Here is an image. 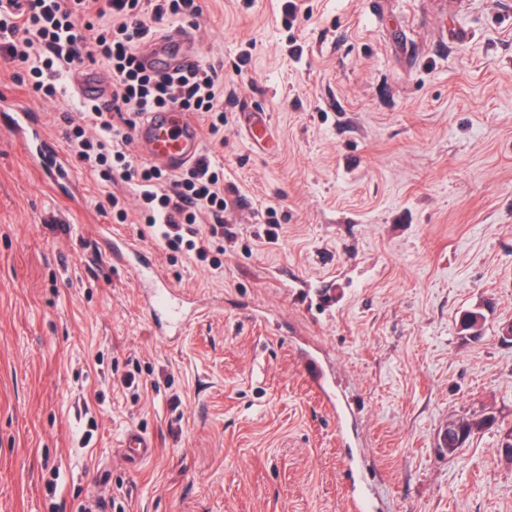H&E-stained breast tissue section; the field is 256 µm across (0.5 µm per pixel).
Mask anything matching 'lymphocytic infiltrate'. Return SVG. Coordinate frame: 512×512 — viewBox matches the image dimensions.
<instances>
[{"mask_svg": "<svg viewBox=\"0 0 512 512\" xmlns=\"http://www.w3.org/2000/svg\"><path fill=\"white\" fill-rule=\"evenodd\" d=\"M204 0H0V59L17 69L18 83L56 98L65 76L85 64H104L112 76V99L81 106L79 124L65 132L70 157L109 184L101 205L118 223L136 219L170 251L206 260L225 234L224 215L238 203L224 183V167L200 154L187 170L173 174L134 160L130 133L144 113L176 108L200 122L205 139L224 127V80L215 67L197 63L184 72L157 74L140 61V47L163 21L196 23ZM96 25L94 36L83 26ZM140 202L129 216L117 184Z\"/></svg>", "mask_w": 512, "mask_h": 512, "instance_id": "f902f5d3", "label": "lymphocytic infiltrate"}]
</instances>
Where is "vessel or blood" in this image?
I'll list each match as a JSON object with an SVG mask.
<instances>
[{"label":"vessel or blood","instance_id":"b4317fda","mask_svg":"<svg viewBox=\"0 0 512 512\" xmlns=\"http://www.w3.org/2000/svg\"><path fill=\"white\" fill-rule=\"evenodd\" d=\"M141 59L148 67L170 71L197 62L198 48L192 32L177 27L147 43ZM69 89L78 101L103 102L112 92V82L101 72H74L69 76ZM8 122L13 135L27 150L31 169L44 184L55 186L64 179L72 191H79L69 158L61 148L46 140L43 123L35 112L23 103H13ZM244 127L254 146L267 151L272 149L273 136L265 114L246 113ZM135 136L141 155L171 172L193 163L203 147L196 123L187 113L174 108L144 113L136 123ZM100 243L105 255L117 265L128 264L131 255L138 252L128 238L109 233L102 235ZM144 303L157 320V332L166 338L179 336L190 319L183 304L177 302L170 283L162 277L152 279ZM121 447L128 460L136 464L151 455L153 445L146 435L132 430L123 437Z\"/></svg>","mask_w":512,"mask_h":512}]
</instances>
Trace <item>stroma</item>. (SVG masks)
I'll use <instances>...</instances> for the list:
<instances>
[{"instance_id":"stroma-1","label":"stroma","mask_w":512,"mask_h":512,"mask_svg":"<svg viewBox=\"0 0 512 512\" xmlns=\"http://www.w3.org/2000/svg\"><path fill=\"white\" fill-rule=\"evenodd\" d=\"M298 2L291 23L284 0H206L195 30L224 77L203 148L240 196L222 270L113 222L83 168L80 205L45 190L0 118V512H350L360 494L372 512H512V0ZM12 74L0 62V103L62 141L72 98ZM246 112L268 115L273 151ZM103 226L197 307L183 336L156 334L135 270L100 260ZM456 415L488 425L451 456ZM131 430L155 444L137 465ZM244 116V127L251 143L258 149L270 151L274 140L267 116L258 112H246Z\"/></svg>"}]
</instances>
